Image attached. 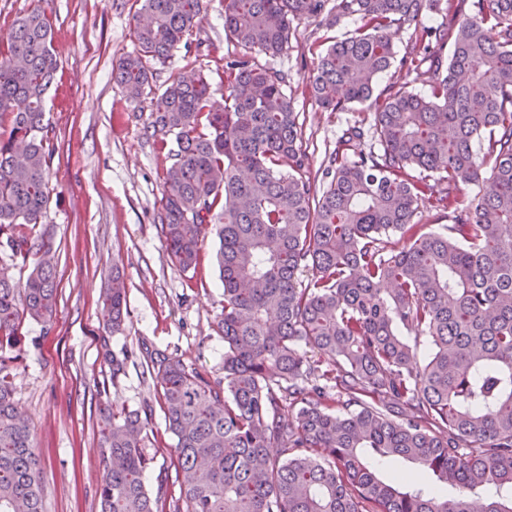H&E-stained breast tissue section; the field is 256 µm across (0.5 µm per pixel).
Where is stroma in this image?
<instances>
[{
  "label": "stroma",
  "mask_w": 512,
  "mask_h": 512,
  "mask_svg": "<svg viewBox=\"0 0 512 512\" xmlns=\"http://www.w3.org/2000/svg\"><path fill=\"white\" fill-rule=\"evenodd\" d=\"M46 7L58 70L46 101L45 120L55 146L50 174L52 201L45 224L54 237L58 299L49 333L34 323L21 327L22 361L14 373V399L31 429L42 460L45 512H100L104 476L99 402L116 408L149 405L152 422L144 446L154 463L147 471L149 494L165 492V512H186L175 482V441L165 428L160 390L145 373L147 355L161 351L203 373L224 378V339L219 320L224 290L212 255L187 271L168 257L157 222L163 178L174 162L159 149L162 137L150 111L170 74L208 75L216 100L224 98L225 56L287 71L302 130L307 174L320 178L328 153L348 124L373 120L362 106L328 112L308 94L306 79L327 38H344L349 23L322 19L292 24L287 49L271 57L244 49L224 33V0H208L189 49L152 65L151 91L143 105L130 103L112 79V63L131 52L135 0H0V50L7 49L18 17ZM127 288L128 316L110 341L126 354L123 373L113 375L100 355L102 295L113 269ZM106 397H99V389Z\"/></svg>",
  "instance_id": "obj_1"
}]
</instances>
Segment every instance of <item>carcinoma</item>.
<instances>
[{
    "label": "carcinoma",
    "mask_w": 512,
    "mask_h": 512,
    "mask_svg": "<svg viewBox=\"0 0 512 512\" xmlns=\"http://www.w3.org/2000/svg\"><path fill=\"white\" fill-rule=\"evenodd\" d=\"M140 2L135 50L112 65L135 104L149 63L180 48L205 4ZM426 13L442 21L425 25ZM321 16L355 27L318 54L310 94L330 112L375 114L336 139L322 192L305 175L283 70L224 61L222 103L207 75H172L152 109L177 146L159 213L168 254L194 269L216 230L224 285V384L149 355L179 498L187 512H512V0H224V33L277 56L293 19ZM15 26L0 52V114L12 116L0 136V512H44L12 380L21 325L48 331L57 305L54 243L37 227L51 201L44 106L58 62L44 11ZM394 28L412 30L400 58ZM393 67L399 80L375 93ZM368 133L379 152L356 151ZM481 156L489 188L461 209L458 186L479 180ZM421 203L448 216L441 231L413 223ZM396 233L405 244L387 248ZM103 311L120 332L118 270ZM405 332L425 338L423 363ZM304 346L329 362H308ZM151 418L148 406L100 407L102 512H163L165 493L151 497L144 480ZM371 459L414 464L429 482L388 480Z\"/></svg>",
    "instance_id": "1"
}]
</instances>
